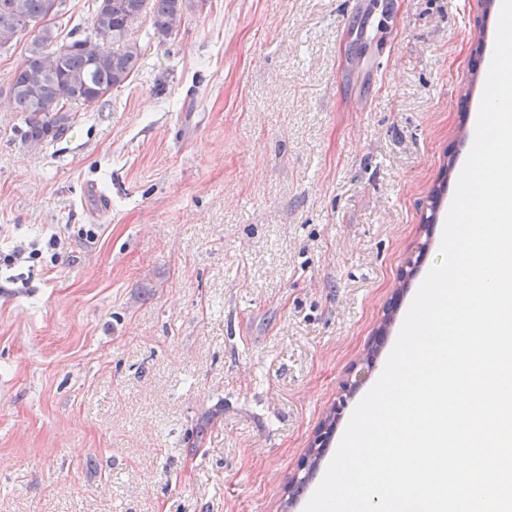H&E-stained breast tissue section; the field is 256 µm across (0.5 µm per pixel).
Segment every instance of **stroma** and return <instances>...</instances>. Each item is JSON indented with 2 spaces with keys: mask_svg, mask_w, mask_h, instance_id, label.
Listing matches in <instances>:
<instances>
[{
  "mask_svg": "<svg viewBox=\"0 0 512 512\" xmlns=\"http://www.w3.org/2000/svg\"><path fill=\"white\" fill-rule=\"evenodd\" d=\"M481 17L206 0L163 44L145 17L131 82L36 150L25 43L0 53V249L65 237L0 270V512H303L439 257Z\"/></svg>",
  "mask_w": 512,
  "mask_h": 512,
  "instance_id": "stroma-1",
  "label": "stroma"
}]
</instances>
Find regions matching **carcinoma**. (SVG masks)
Here are the masks:
<instances>
[{"label":"carcinoma","mask_w":512,"mask_h":512,"mask_svg":"<svg viewBox=\"0 0 512 512\" xmlns=\"http://www.w3.org/2000/svg\"><path fill=\"white\" fill-rule=\"evenodd\" d=\"M87 0L90 26L68 27L66 0H56L52 24L29 35L22 62L10 75L7 92L16 112L25 114L21 143L36 149L69 129L70 111L91 105L123 86L138 70L144 47L131 38L132 25L151 16L154 36L164 42L191 13L193 0ZM49 0H0V49L15 37L22 20H40Z\"/></svg>","instance_id":"carcinoma-1"}]
</instances>
